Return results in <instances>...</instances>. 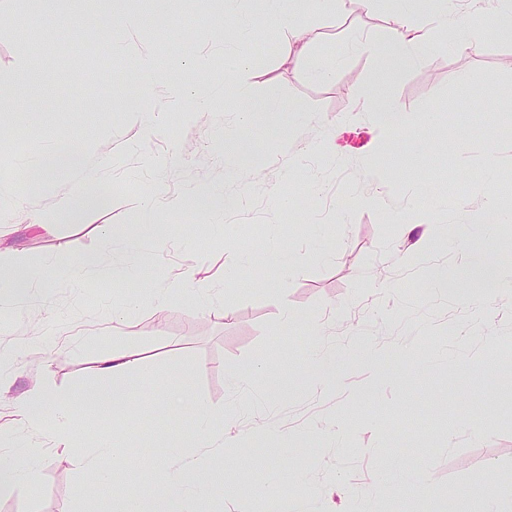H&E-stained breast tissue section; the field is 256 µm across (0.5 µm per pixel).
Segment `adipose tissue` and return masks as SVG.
Segmentation results:
<instances>
[{"instance_id": "ef3b65f1", "label": "adipose tissue", "mask_w": 512, "mask_h": 512, "mask_svg": "<svg viewBox=\"0 0 512 512\" xmlns=\"http://www.w3.org/2000/svg\"><path fill=\"white\" fill-rule=\"evenodd\" d=\"M480 0H408L406 8L393 15V34L384 43H377L369 35L360 37L355 48L362 53L377 55L381 60L383 75H391L401 70L424 65L436 47L437 34L453 32L455 43L460 50L479 51L484 43L486 31H493L499 37L512 39V0H495L492 9L486 12V23L474 25L469 15ZM264 9L261 22L274 26L288 36L287 53L304 59L309 76L316 81L328 80L333 74L331 59L316 54L313 46L317 41L314 27L304 23L299 16L298 0H263ZM252 58L247 44H240L238 53L230 67L236 86V103L233 112L238 126H247L249 117L256 112L278 113L296 112L300 106L294 102L260 97L253 93L248 75ZM41 78L39 68L31 61H22L10 75L0 74V112L23 114L20 93L26 86ZM161 198L160 186H153L146 195L143 218L140 224L131 227L124 235L122 248L126 258L120 263L104 260L105 251L111 250L114 236L110 229H103L101 252L80 257L74 263L51 262L55 271H65L76 279H108L121 281L139 270L143 264L151 262L153 253L150 242L156 241L160 231L153 219L155 206ZM483 215L471 210L467 203L457 202L452 222L458 229L461 242L475 244L479 238L478 224L483 223ZM471 258L480 273L497 274L500 282L512 281V275L496 272L488 260L486 250L477 248ZM142 373L141 356L135 348L116 347L99 359L98 377L95 385L85 397L92 406L119 417L129 408L128 395L133 382ZM195 422L197 436L191 443L173 445L172 451L183 464L186 475H193L200 459L226 444L235 442L239 434V422L245 409L229 406L224 410V427L216 429L213 415L205 402H197ZM118 512H193L192 500L185 493L181 481L168 480L161 492L142 495L132 491L119 496Z\"/></svg>"}]
</instances>
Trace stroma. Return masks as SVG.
<instances>
[{
    "instance_id": "35a3bbf8",
    "label": "stroma",
    "mask_w": 512,
    "mask_h": 512,
    "mask_svg": "<svg viewBox=\"0 0 512 512\" xmlns=\"http://www.w3.org/2000/svg\"><path fill=\"white\" fill-rule=\"evenodd\" d=\"M395 0L366 12L349 0L343 14L318 11L308 0L304 20L318 24V50L338 64L329 82H310L305 64L283 51L281 31L257 23L249 82L264 97L295 101L316 113L254 114L244 131L248 164L236 174L224 164L220 138L235 122L225 113L230 58L209 30L216 0H190L165 24H148L129 38L169 69L151 98L128 94L114 67L127 55L112 51L113 37L99 26V0H0V72L20 59L36 64L40 83L25 87L23 117L0 114V262L21 256L36 274L52 257L98 251L103 228L122 235L138 224L156 171L166 195L180 208L155 211L161 241L155 259L136 275L105 285L66 276L22 301L0 304V425L15 426V399L38 384L67 400L96 381L100 356L133 345L146 373L121 419L75 407L69 447L56 446L55 406L33 426H15V442L0 446V465H26L23 446L39 448L37 480L0 492V512H108L111 497L74 461L82 448L126 449L130 465L99 461L101 477L116 488L151 493L177 465L170 446L194 435L193 400L223 413L232 402L258 401L267 381L289 390L263 406L241 428L236 446L222 448L212 467L224 485L192 487L199 512H471L469 490L491 477L512 483V300L480 284V305L432 290L433 268L449 278L472 269L454 242L403 258L410 241L393 213L416 186L423 199L413 221L448 234L457 201L481 210L487 196L512 216V41L489 35L479 53L442 39L428 61L396 74L388 92L406 113L403 129L381 125L361 96L375 82L378 61L343 55L357 31L384 41L391 35ZM79 24L62 28V14ZM50 36L49 55L38 41ZM203 67L214 93L211 108H196L186 94L172 108L184 70ZM154 115L159 135L145 137L141 122ZM74 151L99 176L59 172L42 188L29 180L33 145ZM387 166L391 192L384 208L360 206L346 218L337 208L366 193L363 163ZM320 190L307 192L310 179ZM95 196L72 218L56 217V204L73 184ZM207 185L236 200L223 223H212L194 191ZM300 196L298 206L285 198ZM46 218L36 227V218ZM290 248L297 264L283 276L268 250V232ZM168 288L158 305L155 286ZM232 317H225V309ZM290 321H283V311ZM120 324H113V315ZM336 349L334 370L316 381L311 367L318 343ZM268 363L252 386L232 390L229 372L253 360ZM181 391L188 404L167 415L161 401ZM342 418L336 440L321 421ZM288 433L277 448L265 434ZM426 474V490L397 493L380 478L387 460Z\"/></svg>"
}]
</instances>
